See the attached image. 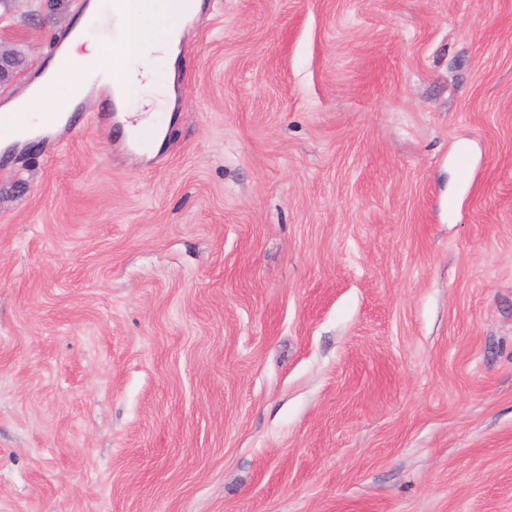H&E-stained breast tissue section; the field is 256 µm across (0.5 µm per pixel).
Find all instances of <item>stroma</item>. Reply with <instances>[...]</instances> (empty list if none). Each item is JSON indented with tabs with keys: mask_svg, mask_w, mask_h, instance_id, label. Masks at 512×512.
<instances>
[{
	"mask_svg": "<svg viewBox=\"0 0 512 512\" xmlns=\"http://www.w3.org/2000/svg\"><path fill=\"white\" fill-rule=\"evenodd\" d=\"M176 93L0 157V512H512V0H203Z\"/></svg>",
	"mask_w": 512,
	"mask_h": 512,
	"instance_id": "obj_1",
	"label": "stroma"
}]
</instances>
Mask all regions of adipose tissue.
<instances>
[{
	"mask_svg": "<svg viewBox=\"0 0 512 512\" xmlns=\"http://www.w3.org/2000/svg\"><path fill=\"white\" fill-rule=\"evenodd\" d=\"M148 12L127 9L124 0H91L78 21L74 37L45 66L34 86L5 109L17 113V125L0 124V147L19 143L16 126L46 134L58 129V118L70 114L92 92L118 95L125 110L124 130L153 128L163 136L159 113L169 111L179 56V32L165 33L162 23L178 12L196 14L198 0H149ZM111 16L113 34L92 35V22Z\"/></svg>",
	"mask_w": 512,
	"mask_h": 512,
	"instance_id": "obj_1",
	"label": "adipose tissue"
}]
</instances>
